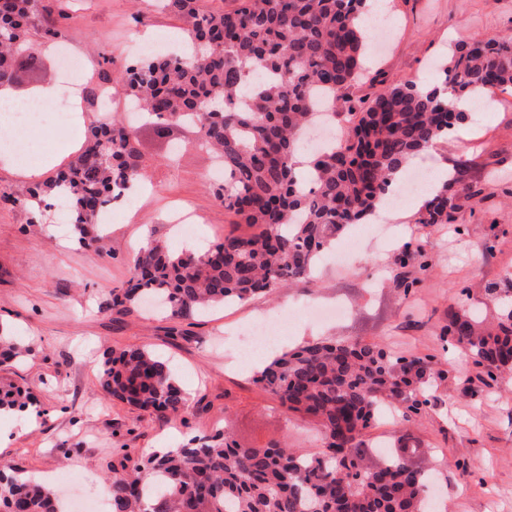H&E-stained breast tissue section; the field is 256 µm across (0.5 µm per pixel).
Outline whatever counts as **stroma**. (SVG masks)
Here are the masks:
<instances>
[{
	"label": "stroma",
	"mask_w": 512,
	"mask_h": 512,
	"mask_svg": "<svg viewBox=\"0 0 512 512\" xmlns=\"http://www.w3.org/2000/svg\"><path fill=\"white\" fill-rule=\"evenodd\" d=\"M395 26L389 37L374 36L367 53L369 78L352 88L357 96L376 92L381 82L436 83L455 43L473 38H512V0H392ZM183 22L157 10L151 0H73L63 43L33 35L35 62L43 83L58 82L61 47L87 55L75 83L91 86L104 59L120 76L140 56L142 42L180 46ZM99 113L86 111L81 125L58 133L53 121H37L31 141L38 153L70 161L82 148ZM146 175L143 187L112 201V222L96 249L82 248L70 225L50 212L32 221L28 189L13 157L0 155V323L29 347L24 363L0 377L29 392L34 428L15 415L0 418V465L47 476L62 472L72 484L66 499L82 493L90 478L112 475L122 455L138 458L153 448H177L192 440L230 435L243 446L285 441L299 451L321 445L319 425L289 412L272 392L237 363L240 328L264 316L292 313L285 351L337 338L378 342L403 357L434 355L443 370V401L428 404L411 425L422 447L431 449L439 493L448 512H512V379L484 385L481 370L462 347L441 336L450 310L465 306L495 317L487 301L492 288H512V93H496L490 107L468 114L452 137L421 159L424 166L465 162L474 172L476 195L454 223L419 224L423 205L413 196L401 218L375 225L354 224L338 237L352 242L353 255L337 262L321 258L312 281L218 307L192 321L132 306H112L113 289L130 277L140 230L180 251L187 242L207 248L233 225L215 198L214 161L197 128L170 121L134 128ZM197 222L179 224L183 210ZM424 248L420 260L401 261L403 244ZM414 280L410 293L394 276ZM347 308L336 321L301 315L302 304ZM144 348L167 357L190 403L178 417H159L108 397L99 385L106 349Z\"/></svg>",
	"instance_id": "obj_1"
}]
</instances>
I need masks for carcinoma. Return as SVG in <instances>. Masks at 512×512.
Returning a JSON list of instances; mask_svg holds the SVG:
<instances>
[{"label": "carcinoma", "mask_w": 512, "mask_h": 512, "mask_svg": "<svg viewBox=\"0 0 512 512\" xmlns=\"http://www.w3.org/2000/svg\"><path fill=\"white\" fill-rule=\"evenodd\" d=\"M365 0H232L209 9L204 0H159L182 20L193 47L146 56L120 82L156 123L195 120L224 162L215 189L224 210L253 228L229 232L199 255L152 241L137 253L132 276L112 291L123 310L144 298L163 302L173 318L245 302L313 275L320 253L347 226L373 215L393 175L460 124L452 99H485L512 91V40L460 42L439 84L387 85L359 102L349 91L366 70L358 25ZM66 6L43 24L38 0H0V85L17 79L14 56L31 31L62 36ZM342 113L332 149L309 158L299 176L293 157L309 126ZM143 168L131 129L114 118L90 129L85 149L30 197L66 199L78 243L94 241L105 205L140 182ZM475 193L462 164L417 213L418 224H450ZM498 315L485 328L472 312L448 314L443 336L464 348L493 380L512 372V293L497 297ZM28 352L0 329V365ZM443 380L432 357L396 356L379 343H312L271 357L255 382L294 412L317 419L323 446L300 453L288 444L242 447L226 433L195 445L158 451L109 479L105 512H429L432 468L413 463L411 435L370 463L365 436L382 407L410 421L441 398ZM100 387L147 413L182 412L187 403L170 362L141 349L112 351ZM28 395L0 384V411H21ZM0 512H66L51 484L0 466Z\"/></svg>", "instance_id": "cac0c4a2"}]
</instances>
